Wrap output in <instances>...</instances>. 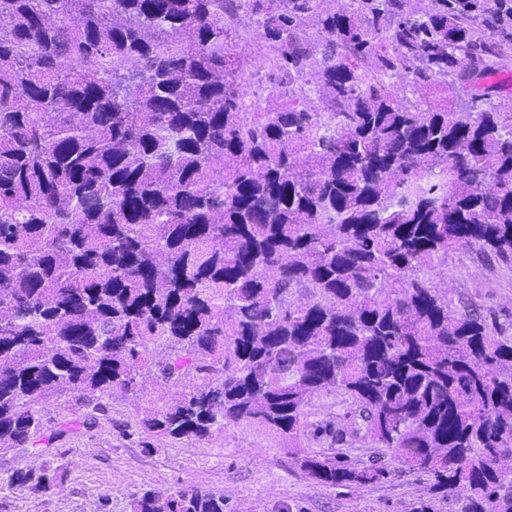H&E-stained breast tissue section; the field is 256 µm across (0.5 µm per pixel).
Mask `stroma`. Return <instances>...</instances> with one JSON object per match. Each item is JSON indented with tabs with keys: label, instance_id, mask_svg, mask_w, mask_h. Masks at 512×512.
<instances>
[{
	"label": "stroma",
	"instance_id": "1",
	"mask_svg": "<svg viewBox=\"0 0 512 512\" xmlns=\"http://www.w3.org/2000/svg\"><path fill=\"white\" fill-rule=\"evenodd\" d=\"M235 30L238 50L248 62L240 94L246 104L262 98L271 71L268 50L251 17L239 16ZM447 290L453 306H467L496 319L504 336L512 338V261L505 262L476 249L449 252L432 277ZM170 394L154 378H146L138 397L114 395L108 418L98 426H82V417L59 400L45 410L68 432L51 447L0 450V478L16 469L61 461L67 472L49 494L0 490V512H96L100 497H108L112 512H131V500L143 491L161 493L199 485L223 495L225 512H417L430 504L433 512H460V495L436 496L424 474L404 469L392 456L384 464L387 479L367 485L327 488L306 477L288 454L286 444L255 425H231L212 439L188 444L167 438L145 449L138 438H125L119 427L135 422L139 410Z\"/></svg>",
	"mask_w": 512,
	"mask_h": 512
}]
</instances>
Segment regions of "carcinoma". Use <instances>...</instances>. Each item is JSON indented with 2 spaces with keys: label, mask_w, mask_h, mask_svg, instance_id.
I'll return each mask as SVG.
<instances>
[{
  "label": "carcinoma",
  "mask_w": 512,
  "mask_h": 512,
  "mask_svg": "<svg viewBox=\"0 0 512 512\" xmlns=\"http://www.w3.org/2000/svg\"><path fill=\"white\" fill-rule=\"evenodd\" d=\"M412 2L0 0V448L61 438L54 398L94 428L148 372L176 392L120 428L145 448L258 425L336 488L389 475L335 449L369 439L462 512H512V340L427 277L460 249L512 260V100L426 103L509 68L512 0ZM242 13L265 107L238 91ZM328 392L349 431L319 422L329 448H306ZM238 35V51L248 61L244 81L239 86L246 104L262 100L261 88L270 85L271 71L265 62L268 50L255 31V24L248 15L241 14L234 24ZM341 397L334 394H323L313 400L309 407V420L312 422L331 421L337 429L347 428V406L341 401Z\"/></svg>",
  "instance_id": "1"
}]
</instances>
